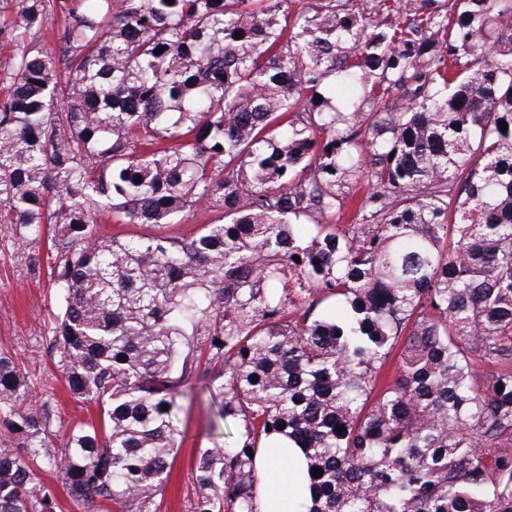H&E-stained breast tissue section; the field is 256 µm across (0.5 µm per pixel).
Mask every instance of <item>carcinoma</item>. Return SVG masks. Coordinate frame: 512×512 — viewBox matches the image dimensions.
<instances>
[{
    "label": "carcinoma",
    "mask_w": 512,
    "mask_h": 512,
    "mask_svg": "<svg viewBox=\"0 0 512 512\" xmlns=\"http://www.w3.org/2000/svg\"><path fill=\"white\" fill-rule=\"evenodd\" d=\"M60 40L0 74V210L97 420L0 352V512H55L45 471L161 512L197 371L233 436L190 512H257L271 437L322 470L299 512H512V0H71ZM219 217V213L214 211L197 212L190 214L186 221L181 225H175L169 228H157L145 224H116L107 216H103L98 220L101 230L108 235L119 237H130L139 235H150L152 233L166 232L172 234L189 233L195 229V224H210Z\"/></svg>",
    "instance_id": "carcinoma-1"
}]
</instances>
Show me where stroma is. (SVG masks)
I'll use <instances>...</instances> for the list:
<instances>
[{
    "label": "stroma",
    "mask_w": 512,
    "mask_h": 512,
    "mask_svg": "<svg viewBox=\"0 0 512 512\" xmlns=\"http://www.w3.org/2000/svg\"><path fill=\"white\" fill-rule=\"evenodd\" d=\"M54 290L47 271L33 274L17 254L6 228L0 227V351L10 352L37 390L54 397L55 423L72 424L94 419L93 410L75 403L47 349L52 324ZM214 386L191 378L181 390L176 425L186 439L178 448L162 512H190L195 497L194 468L203 449L224 444L222 422L213 414Z\"/></svg>",
    "instance_id": "stroma-1"
}]
</instances>
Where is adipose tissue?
Segmentation results:
<instances>
[{"mask_svg":"<svg viewBox=\"0 0 512 512\" xmlns=\"http://www.w3.org/2000/svg\"><path fill=\"white\" fill-rule=\"evenodd\" d=\"M257 459L264 473L275 474L276 479L267 486L258 499L259 512H296L299 500L308 494L306 463L302 454H294L288 469L275 471L278 451L272 447L259 449Z\"/></svg>","mask_w":512,"mask_h":512,"instance_id":"obj_1","label":"adipose tissue"}]
</instances>
